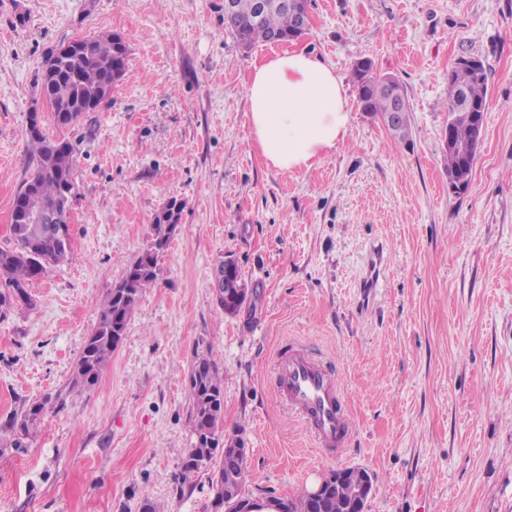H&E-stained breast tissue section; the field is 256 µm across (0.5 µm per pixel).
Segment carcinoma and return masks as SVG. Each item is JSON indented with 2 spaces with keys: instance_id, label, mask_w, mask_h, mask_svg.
<instances>
[{
  "instance_id": "cac0c4a2",
  "label": "carcinoma",
  "mask_w": 512,
  "mask_h": 512,
  "mask_svg": "<svg viewBox=\"0 0 512 512\" xmlns=\"http://www.w3.org/2000/svg\"><path fill=\"white\" fill-rule=\"evenodd\" d=\"M224 21L230 27L238 44L250 49L259 43H268L273 35L288 38L297 29L295 13L281 0H233L232 8L224 12ZM128 49L115 34L83 37L79 49L68 61L60 64L49 75H41L40 92L50 104L53 121L58 128H68L79 121L89 103L102 104V86L125 75ZM358 89L362 111L387 121L395 109L394 95L402 100L404 115L401 139L409 133V103L403 86L393 80L384 85V76L376 71L367 57L359 58L351 71ZM488 77L483 64L474 65L461 57L448 69V135L464 151L445 153L448 168V187L458 194L469 183L477 146L474 145L475 116H484L487 109ZM465 93L471 110L461 111L455 103V91ZM30 148L29 177L17 191L11 220L12 245L0 248V317L7 316L19 303H30L28 285L41 278L53 266L72 259L71 224L62 225L63 232L51 235L43 224H31L26 211L38 205L51 214L68 216L74 197V154L71 144L63 138L46 134L43 126L32 117L25 133ZM176 233L175 224L155 214L152 234L136 260L127 268L115 288L105 296L100 317L86 337L77 359L69 389H90L99 380L103 368L112 359L118 345L114 332L125 331L132 317L139 295L152 287L157 279L158 261L167 251ZM190 446L182 463V478L188 479L211 463L219 446L235 442L240 435L224 434L223 376L214 358L211 344L198 338L187 376ZM63 401V392L47 396L13 414L5 430L14 436L12 447H22V438L29 424L53 411L55 403ZM245 462L241 453L230 449L221 454L218 471L212 481L214 503L241 501L244 497ZM353 488L348 483L335 485L327 497L315 504L301 499L292 504L289 512H356Z\"/></svg>"
}]
</instances>
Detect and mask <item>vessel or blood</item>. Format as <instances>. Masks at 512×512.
Here are the masks:
<instances>
[{"label":"vessel or blood","mask_w":512,"mask_h":512,"mask_svg":"<svg viewBox=\"0 0 512 512\" xmlns=\"http://www.w3.org/2000/svg\"><path fill=\"white\" fill-rule=\"evenodd\" d=\"M276 393L301 417L319 448L337 452L345 446L351 423L341 393L325 365L307 351H279Z\"/></svg>","instance_id":"1"}]
</instances>
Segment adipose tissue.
Instances as JSON below:
<instances>
[{
  "label": "adipose tissue",
  "mask_w": 512,
  "mask_h": 512,
  "mask_svg": "<svg viewBox=\"0 0 512 512\" xmlns=\"http://www.w3.org/2000/svg\"><path fill=\"white\" fill-rule=\"evenodd\" d=\"M251 135L268 167L311 168L348 136L342 77L321 56L285 50L254 65L245 85Z\"/></svg>",
  "instance_id": "1"
}]
</instances>
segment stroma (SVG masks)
<instances>
[{"label":"stroma","mask_w":512,"mask_h":512,"mask_svg":"<svg viewBox=\"0 0 512 512\" xmlns=\"http://www.w3.org/2000/svg\"><path fill=\"white\" fill-rule=\"evenodd\" d=\"M293 46L350 75L372 59L402 84L396 138L346 85L345 143L308 170L265 165L246 80L274 47L237 44L224 0H0V248L38 116L76 147L72 264L0 320V512H214L213 468L183 481L187 375L206 338L224 375V430L244 429L250 500H295L331 472L372 477L364 512H512V0H310ZM101 32L128 46L111 98L61 131L36 82L44 54ZM488 73L465 191L448 190V70ZM183 200L179 227L96 386L69 390L100 304ZM383 246L388 267L364 285ZM233 255L259 299L225 315L214 268ZM333 371L352 422L337 454L275 393L276 353ZM63 391L23 448L4 423Z\"/></svg>","instance_id":"stroma-1"}]
</instances>
